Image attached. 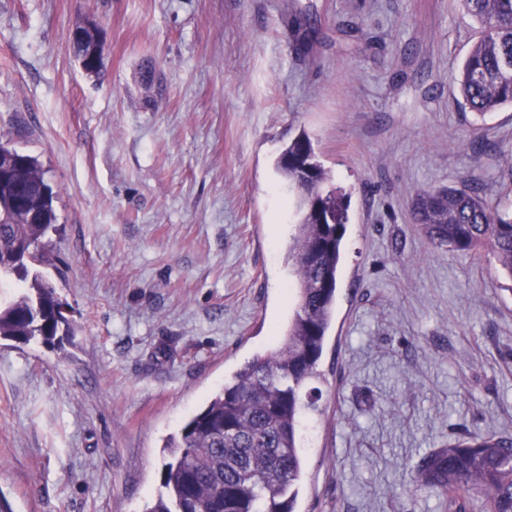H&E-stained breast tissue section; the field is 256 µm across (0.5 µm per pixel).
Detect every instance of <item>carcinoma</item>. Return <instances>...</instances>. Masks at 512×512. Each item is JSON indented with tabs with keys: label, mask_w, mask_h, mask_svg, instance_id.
<instances>
[{
	"label": "carcinoma",
	"mask_w": 512,
	"mask_h": 512,
	"mask_svg": "<svg viewBox=\"0 0 512 512\" xmlns=\"http://www.w3.org/2000/svg\"><path fill=\"white\" fill-rule=\"evenodd\" d=\"M482 33L460 72V90L478 117L512 107V0H460ZM276 167L298 196L299 221L289 251L293 318L279 348L258 355L199 412L168 447L161 493L147 512H294L302 459L297 450L301 388L316 373L330 327L348 224L349 195L333 184L308 134L284 147ZM0 275L25 293L0 305V339L54 346L73 335L68 304L38 267L50 264L40 243L56 229V193L38 158L0 134ZM36 197L32 213L12 204V186ZM413 223L436 247L485 253L512 281V210L493 208L468 189L438 187L417 196ZM416 480L436 490L444 512H512V436H469L426 457Z\"/></svg>",
	"instance_id": "1"
}]
</instances>
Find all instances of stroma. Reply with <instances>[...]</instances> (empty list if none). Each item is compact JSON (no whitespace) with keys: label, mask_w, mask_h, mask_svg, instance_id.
<instances>
[{"label":"stroma","mask_w":512,"mask_h":512,"mask_svg":"<svg viewBox=\"0 0 512 512\" xmlns=\"http://www.w3.org/2000/svg\"><path fill=\"white\" fill-rule=\"evenodd\" d=\"M477 38L459 0H0V133L57 194L42 273L74 323L59 348L0 340L12 512H145L184 420L278 346L297 198L275 161L303 132L350 208L295 512H443L418 461L512 436V282L410 216L512 184V108L460 91Z\"/></svg>","instance_id":"obj_1"}]
</instances>
